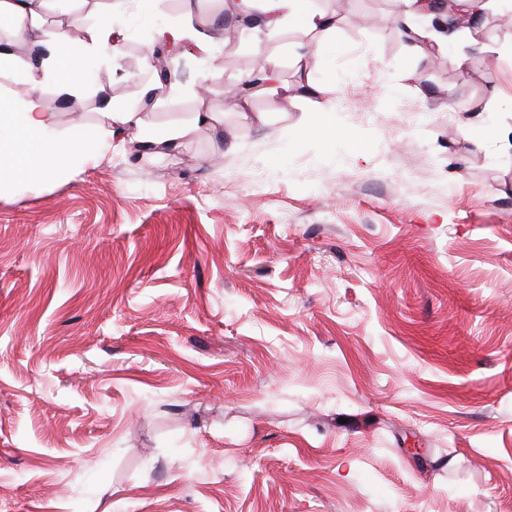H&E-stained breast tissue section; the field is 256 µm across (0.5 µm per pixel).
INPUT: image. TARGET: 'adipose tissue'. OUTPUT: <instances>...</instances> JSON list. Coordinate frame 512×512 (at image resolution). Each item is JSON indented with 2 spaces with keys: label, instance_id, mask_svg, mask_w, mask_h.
<instances>
[{
  "label": "adipose tissue",
  "instance_id": "obj_1",
  "mask_svg": "<svg viewBox=\"0 0 512 512\" xmlns=\"http://www.w3.org/2000/svg\"><path fill=\"white\" fill-rule=\"evenodd\" d=\"M45 0H0V19L13 25L15 45L45 46V54L27 63L10 49L0 50V78L19 81V93L0 94V192L13 182L34 181L62 175L79 165L97 150L95 139L82 127L63 131L56 112L43 95V89L55 85L67 90L84 86L83 57H98L113 63L110 25H102L90 42L74 45L70 25L58 27L53 36H45L39 17ZM261 19L264 27H278L283 18H291L317 35L319 43H328L335 29L332 16L313 9L306 0H266Z\"/></svg>",
  "mask_w": 512,
  "mask_h": 512
}]
</instances>
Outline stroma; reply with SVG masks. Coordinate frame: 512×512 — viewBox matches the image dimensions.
<instances>
[{
	"label": "stroma",
	"instance_id": "stroma-1",
	"mask_svg": "<svg viewBox=\"0 0 512 512\" xmlns=\"http://www.w3.org/2000/svg\"><path fill=\"white\" fill-rule=\"evenodd\" d=\"M313 6L305 68L313 35L239 0H50L45 31L122 38L45 88L61 129L106 134V96L188 135L0 195V512H512V151L461 134L512 126V0L463 68L447 17ZM189 24L210 49L159 91L147 47ZM263 54L288 93L226 97ZM394 2H396V19L403 33L412 40H415L416 36H426L412 23L414 14L421 8L417 0H395ZM402 5L405 8H402ZM403 26L407 31L404 30Z\"/></svg>",
	"mask_w": 512,
	"mask_h": 512
}]
</instances>
